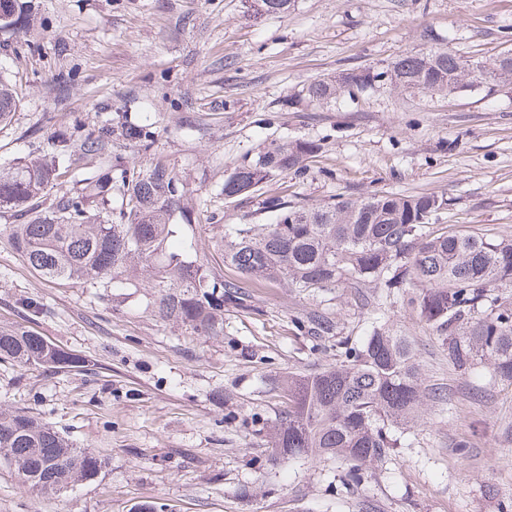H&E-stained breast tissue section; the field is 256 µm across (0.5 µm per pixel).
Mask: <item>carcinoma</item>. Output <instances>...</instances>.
Masks as SVG:
<instances>
[{"label":"carcinoma","mask_w":512,"mask_h":512,"mask_svg":"<svg viewBox=\"0 0 512 512\" xmlns=\"http://www.w3.org/2000/svg\"><path fill=\"white\" fill-rule=\"evenodd\" d=\"M254 19L286 14L294 0H247ZM34 27L25 0H0V32ZM466 59L449 48L403 54L382 71L344 70L310 82L308 103L328 107L377 83L393 90L456 95L484 82H511L501 57L465 71ZM21 90L0 70V124L20 107ZM138 147L154 139L150 124L102 126L74 144L83 156L108 158L110 136ZM313 141L272 142L225 179L226 198L249 196L277 176L302 170L316 152ZM69 154L21 158L0 169V212L15 248L48 280L150 289V301L167 321L208 336L224 333V300L247 306L242 281L277 280L319 295L371 284L399 293L440 337L448 362L460 372L489 364L512 385V307L496 292L512 288V239L475 231H435L432 220L448 206L434 193H385L341 199L321 206L263 201L268 224H224L216 240L224 266L237 277L209 269L207 259L174 251L169 241L179 221L189 222L184 185L166 166H123L119 176L85 179L79 192L59 187ZM122 198L112 211V190ZM311 336H337L338 326L321 309L298 321ZM340 364L310 374H291L281 384L286 410L270 436L273 459L336 458L348 466V490L363 469L384 462L400 447L396 431L418 420L425 393L409 337L376 327L360 345L336 341ZM0 360L23 366L86 368V360L28 330H0ZM0 462L13 465L37 495L50 497L106 470L107 455L76 447L31 411H0Z\"/></svg>","instance_id":"1"}]
</instances>
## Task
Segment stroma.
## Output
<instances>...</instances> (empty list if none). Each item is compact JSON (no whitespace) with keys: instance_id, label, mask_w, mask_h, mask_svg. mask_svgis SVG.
I'll use <instances>...</instances> for the list:
<instances>
[{"instance_id":"stroma-1","label":"stroma","mask_w":512,"mask_h":512,"mask_svg":"<svg viewBox=\"0 0 512 512\" xmlns=\"http://www.w3.org/2000/svg\"><path fill=\"white\" fill-rule=\"evenodd\" d=\"M36 30L0 41L23 101L0 125V168L71 143L75 130L150 123L146 149L114 139L110 162L163 163L187 189L177 245L224 265L220 224H264L262 202L323 205L374 193H435L439 223L512 238V84L452 97L380 86L313 108L309 82L399 55L448 47L481 61L512 50V0H295L250 18L244 0H33ZM318 144L302 172L249 197L225 178L273 141ZM0 213V327H24L91 361L89 371L0 362V408H24L77 447L110 456L97 479L41 498L0 465V512H512V387L489 367L461 374L399 296L381 311L362 291L331 301L276 282L224 306V333L161 320L145 289L44 279L15 250ZM325 307L339 337L296 321ZM410 336L425 385L442 391L402 448L345 492L334 459L272 464L268 433L284 409L273 381L336 364L337 338L374 326Z\"/></svg>"}]
</instances>
